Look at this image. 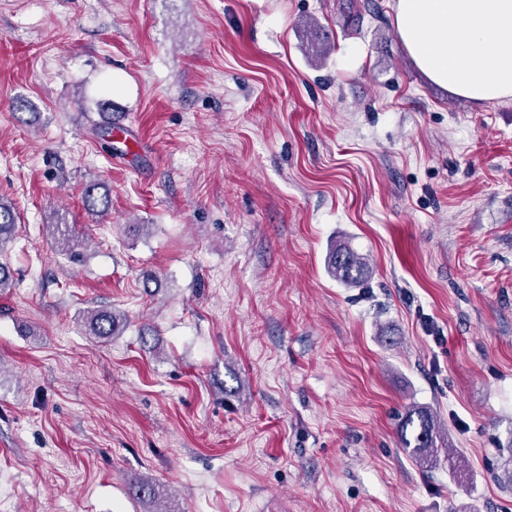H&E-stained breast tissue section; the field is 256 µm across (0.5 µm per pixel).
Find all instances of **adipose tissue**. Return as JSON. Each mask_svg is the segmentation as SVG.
I'll use <instances>...</instances> for the list:
<instances>
[{"label": "adipose tissue", "mask_w": 512, "mask_h": 512, "mask_svg": "<svg viewBox=\"0 0 512 512\" xmlns=\"http://www.w3.org/2000/svg\"><path fill=\"white\" fill-rule=\"evenodd\" d=\"M393 19L432 83L474 102L512 99V0H394Z\"/></svg>", "instance_id": "obj_1"}]
</instances>
